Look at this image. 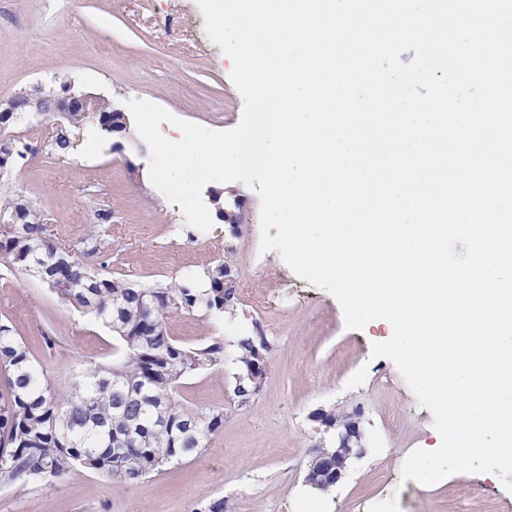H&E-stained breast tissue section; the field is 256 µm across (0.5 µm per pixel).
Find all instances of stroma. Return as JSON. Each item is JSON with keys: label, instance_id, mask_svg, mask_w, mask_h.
Returning a JSON list of instances; mask_svg holds the SVG:
<instances>
[{"label": "stroma", "instance_id": "stroma-1", "mask_svg": "<svg viewBox=\"0 0 512 512\" xmlns=\"http://www.w3.org/2000/svg\"><path fill=\"white\" fill-rule=\"evenodd\" d=\"M201 30L199 6L156 0L145 19L140 0H0V101L55 79L124 109L150 100L178 118L212 130L235 127L243 100L221 48L203 35L171 54L158 28ZM149 148L138 136L108 135L94 150L75 142L66 153L40 152L1 187L41 202L55 240L85 253L100 272L140 285H165L198 275L232 255L244 319L207 320L195 311L166 325L179 343L196 347L241 331L266 337V379L260 393L238 403L236 366L225 359L183 379L189 405L219 407L224 429L198 457L167 466L137 485L119 488L73 467L49 485L0 484V512H204L217 498L224 512H512V492L474 473L426 485L402 481L405 458L432 446L436 430L397 366L372 354L375 336L346 328L327 291L299 278L278 251L260 249V199L245 183H224L241 201L239 232L214 221L203 232L151 183ZM98 230L102 254L85 252ZM0 323L39 361L53 383L91 363L109 364L122 346L107 326L62 304L40 281L0 264ZM360 411L365 451L331 491L305 482L315 448L331 441L314 415L322 409Z\"/></svg>", "mask_w": 512, "mask_h": 512}]
</instances>
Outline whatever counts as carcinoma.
I'll return each mask as SVG.
<instances>
[{"label": "carcinoma", "mask_w": 512, "mask_h": 512, "mask_svg": "<svg viewBox=\"0 0 512 512\" xmlns=\"http://www.w3.org/2000/svg\"><path fill=\"white\" fill-rule=\"evenodd\" d=\"M115 116L112 103L102 101L97 128L112 133ZM82 132L95 134L86 116L74 112L56 132L51 150L69 151ZM61 249L47 233L38 203L29 204L23 223L0 225V263L42 275L61 301L110 328L124 354L113 366L83 367L56 386L10 328L0 325V367L7 381V392L0 394V482L48 484L82 466L128 487L175 460L202 454L208 440L224 430V410L192 407L178 387L190 374L224 366V343L184 346L170 336L166 320L180 310L237 317L236 305L224 307V269L216 264L203 271L206 288L179 281L142 286L98 272L79 258L61 266ZM144 300L154 303L152 312L141 305ZM263 341L246 336L237 343L242 380L234 393L242 403L258 395L248 368L255 351H264ZM134 416L146 426L141 435L127 434ZM192 425L201 430L196 442L183 434Z\"/></svg>", "instance_id": "carcinoma-1"}]
</instances>
